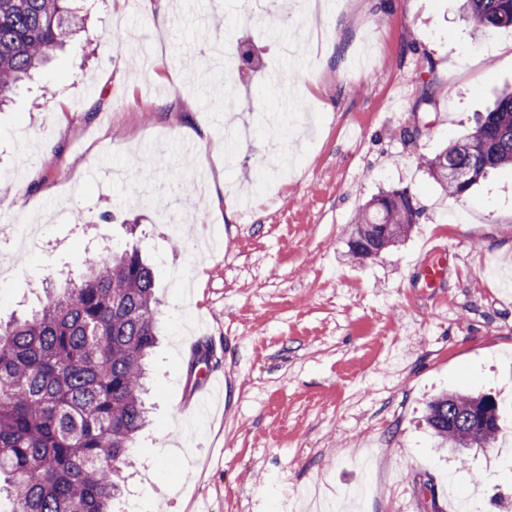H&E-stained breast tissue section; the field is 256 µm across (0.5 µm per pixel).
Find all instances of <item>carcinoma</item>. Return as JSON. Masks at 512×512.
Segmentation results:
<instances>
[{
    "instance_id": "carcinoma-1",
    "label": "carcinoma",
    "mask_w": 512,
    "mask_h": 512,
    "mask_svg": "<svg viewBox=\"0 0 512 512\" xmlns=\"http://www.w3.org/2000/svg\"><path fill=\"white\" fill-rule=\"evenodd\" d=\"M71 0H0V106L84 26ZM475 33L512 26V0H463ZM419 104L443 81L429 65ZM421 165L458 200L491 170L512 168V91L503 92L463 143ZM421 212L407 190L382 194L357 215L348 254L366 261L407 237ZM155 272L136 248L105 262L86 253L77 281L47 292L41 308L0 321V493L10 512H112L146 422L144 379L157 343ZM425 422L458 453L489 448L504 431L496 400L448 392Z\"/></svg>"
}]
</instances>
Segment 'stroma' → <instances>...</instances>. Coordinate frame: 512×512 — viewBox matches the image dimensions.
Listing matches in <instances>:
<instances>
[{"instance_id":"stroma-1","label":"stroma","mask_w":512,"mask_h":512,"mask_svg":"<svg viewBox=\"0 0 512 512\" xmlns=\"http://www.w3.org/2000/svg\"><path fill=\"white\" fill-rule=\"evenodd\" d=\"M218 3L95 0L0 110V237L23 225L36 241L0 260V318L64 286L85 251L135 245L154 263L150 424L114 512H512V171L455 202L418 164L512 84V28L476 38L459 0ZM269 25L298 53L276 52ZM431 65L445 87L419 115ZM273 68L302 105L280 133L260 126L286 108ZM224 88L251 129L229 161L210 106ZM418 116L427 131L404 141ZM402 189L423 208L412 232L352 262L353 217ZM201 343L215 355L198 365ZM194 367L228 375L225 413L193 407ZM448 390L496 397L494 447L436 448L424 407Z\"/></svg>"}]
</instances>
